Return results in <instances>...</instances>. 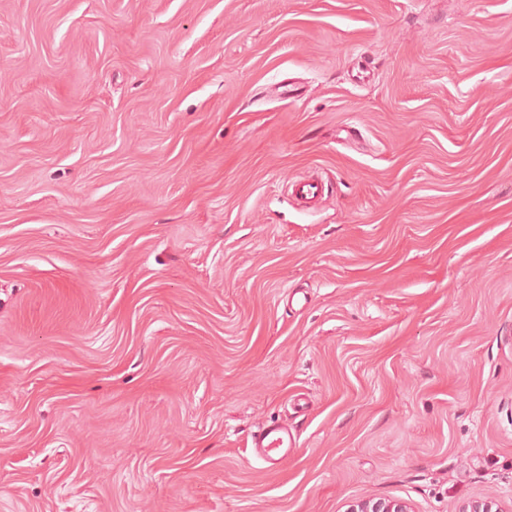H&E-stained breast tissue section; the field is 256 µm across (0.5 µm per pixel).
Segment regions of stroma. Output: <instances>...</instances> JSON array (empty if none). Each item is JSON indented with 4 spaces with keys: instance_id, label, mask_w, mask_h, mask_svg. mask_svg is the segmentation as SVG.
<instances>
[{
    "instance_id": "35a3bbf8",
    "label": "stroma",
    "mask_w": 512,
    "mask_h": 512,
    "mask_svg": "<svg viewBox=\"0 0 512 512\" xmlns=\"http://www.w3.org/2000/svg\"><path fill=\"white\" fill-rule=\"evenodd\" d=\"M365 499L512 512V0H0V512ZM251 448L261 460L275 464L288 456V448H295L294 435L288 426L272 423L251 434Z\"/></svg>"
}]
</instances>
